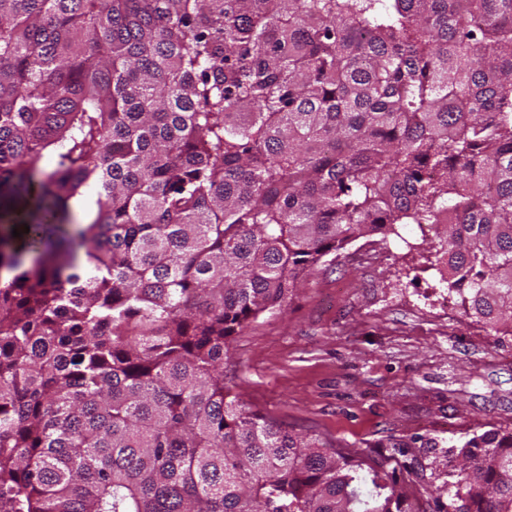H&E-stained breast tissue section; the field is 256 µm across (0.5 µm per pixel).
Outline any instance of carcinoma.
<instances>
[{"mask_svg":"<svg viewBox=\"0 0 512 512\" xmlns=\"http://www.w3.org/2000/svg\"><path fill=\"white\" fill-rule=\"evenodd\" d=\"M0 195V512H418L224 360L400 224L512 329V0H0ZM458 455L448 512H512V430Z\"/></svg>","mask_w":512,"mask_h":512,"instance_id":"obj_1","label":"carcinoma"}]
</instances>
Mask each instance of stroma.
Wrapping results in <instances>:
<instances>
[{
    "label": "stroma",
    "instance_id": "obj_1",
    "mask_svg": "<svg viewBox=\"0 0 512 512\" xmlns=\"http://www.w3.org/2000/svg\"><path fill=\"white\" fill-rule=\"evenodd\" d=\"M361 238L229 346L240 402L327 445L386 458L422 512H448L451 450L512 429V335L448 304L436 228Z\"/></svg>",
    "mask_w": 512,
    "mask_h": 512
}]
</instances>
